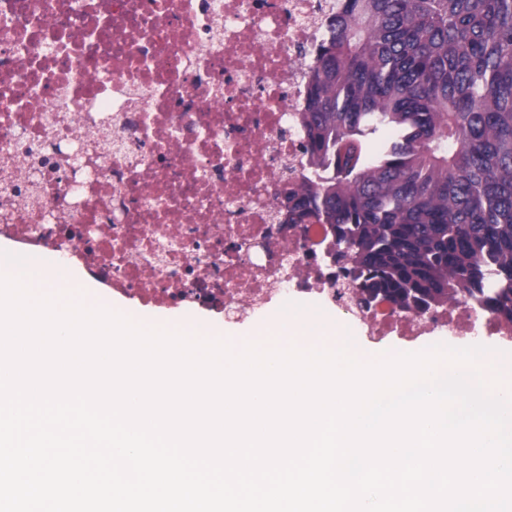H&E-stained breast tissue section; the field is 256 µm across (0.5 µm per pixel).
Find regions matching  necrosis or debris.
I'll return each mask as SVG.
<instances>
[{
  "mask_svg": "<svg viewBox=\"0 0 512 512\" xmlns=\"http://www.w3.org/2000/svg\"><path fill=\"white\" fill-rule=\"evenodd\" d=\"M335 0H0V239L106 294L234 319L319 297L368 339L512 341L462 299L363 302L328 225L288 221L299 114Z\"/></svg>",
  "mask_w": 512,
  "mask_h": 512,
  "instance_id": "4bbe7bcc",
  "label": "necrosis or debris"
}]
</instances>
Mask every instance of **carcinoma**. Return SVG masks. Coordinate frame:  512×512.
<instances>
[{"label":"carcinoma","mask_w":512,"mask_h":512,"mask_svg":"<svg viewBox=\"0 0 512 512\" xmlns=\"http://www.w3.org/2000/svg\"><path fill=\"white\" fill-rule=\"evenodd\" d=\"M313 57L288 208L330 225L367 295L512 322V0H336Z\"/></svg>","instance_id":"obj_1"}]
</instances>
